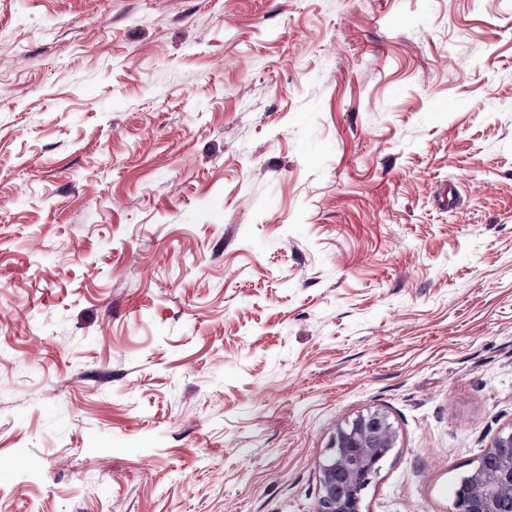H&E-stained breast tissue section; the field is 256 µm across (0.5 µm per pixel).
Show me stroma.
Returning <instances> with one entry per match:
<instances>
[{
	"label": "stroma",
	"instance_id": "1",
	"mask_svg": "<svg viewBox=\"0 0 512 512\" xmlns=\"http://www.w3.org/2000/svg\"><path fill=\"white\" fill-rule=\"evenodd\" d=\"M454 512L512 430V0H0V512ZM395 444V431L382 412L359 415L339 427L331 440L329 455L320 466L322 492L314 512H361L363 491ZM336 474L344 487L340 494H336Z\"/></svg>",
	"mask_w": 512,
	"mask_h": 512
}]
</instances>
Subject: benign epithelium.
<instances>
[{"instance_id":"benign-epithelium-1","label":"benign epithelium","mask_w":512,"mask_h":512,"mask_svg":"<svg viewBox=\"0 0 512 512\" xmlns=\"http://www.w3.org/2000/svg\"><path fill=\"white\" fill-rule=\"evenodd\" d=\"M387 416L369 412L336 430L321 464L322 492L314 512H361L363 491L395 447ZM344 491L336 493V479ZM455 512H512V430L499 435L477 459L455 495Z\"/></svg>"}]
</instances>
